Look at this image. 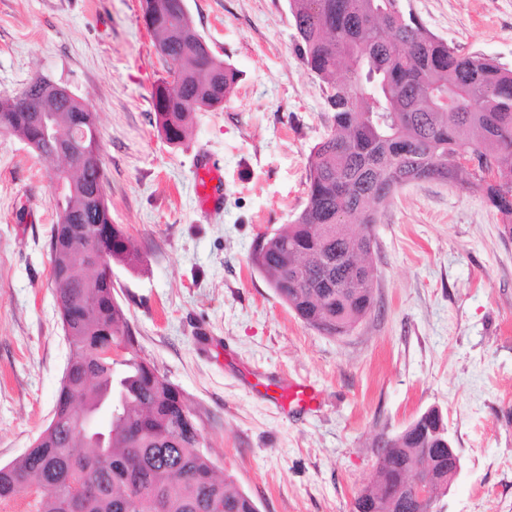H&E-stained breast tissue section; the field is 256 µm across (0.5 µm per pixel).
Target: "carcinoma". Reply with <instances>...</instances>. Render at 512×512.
I'll list each match as a JSON object with an SVG mask.
<instances>
[{
	"instance_id": "carcinoma-1",
	"label": "carcinoma",
	"mask_w": 512,
	"mask_h": 512,
	"mask_svg": "<svg viewBox=\"0 0 512 512\" xmlns=\"http://www.w3.org/2000/svg\"><path fill=\"white\" fill-rule=\"evenodd\" d=\"M303 64L323 83L332 112L310 152L307 198L291 224L258 236L251 266L306 325L346 336L374 308L372 224L403 185L456 183L480 193L512 237V70L428 32L402 0H289ZM155 48L180 75L178 89L152 91L157 125L184 140L194 113L223 104L239 79L194 27L186 0H142ZM342 72L344 77L336 74ZM47 110L54 132L85 137L56 193L50 251L70 356L54 421L39 444L0 466V504L38 489L35 512H260L255 500L218 476L183 392L138 354V341L112 293V264L132 267L140 252L112 223L98 156L95 113L82 99L43 100L33 87L0 97V133L40 158L56 140L32 117ZM463 153L477 164L454 162ZM363 229L354 233L350 224ZM112 225L96 244L95 225ZM112 406L103 444L82 433L85 414ZM438 418L430 414L386 442L373 481L352 512H421L407 473L448 466Z\"/></svg>"
}]
</instances>
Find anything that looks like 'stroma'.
Segmentation results:
<instances>
[{
  "label": "stroma",
  "mask_w": 512,
  "mask_h": 512,
  "mask_svg": "<svg viewBox=\"0 0 512 512\" xmlns=\"http://www.w3.org/2000/svg\"><path fill=\"white\" fill-rule=\"evenodd\" d=\"M435 35L512 68V0H403ZM197 32L241 74L195 113L185 141L160 135L152 90L168 65L140 0H0V96L38 76L96 112L113 223L140 250L112 267L140 354L187 397L219 474L260 512H351L378 441L438 408L462 468L439 512H512V237L476 193L404 186L372 227L376 306L350 335L302 323L248 263L257 235L306 202L307 157L331 114L297 52L289 0H187ZM223 196L202 211L200 157ZM0 134V465L50 422L69 348L51 285L57 222L49 174ZM284 382L311 410H281ZM278 390L274 399L284 410L312 409L317 402L314 389L305 383H288L279 387Z\"/></svg>",
  "instance_id": "1"
}]
</instances>
